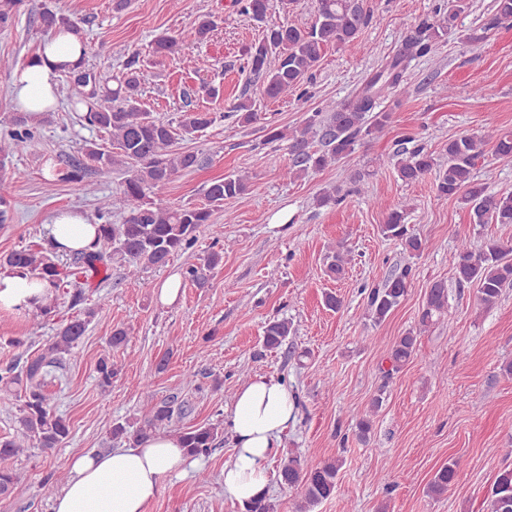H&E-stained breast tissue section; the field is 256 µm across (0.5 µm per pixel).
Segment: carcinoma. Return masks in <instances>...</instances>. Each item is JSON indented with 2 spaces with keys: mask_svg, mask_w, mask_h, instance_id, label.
Masks as SVG:
<instances>
[{
  "mask_svg": "<svg viewBox=\"0 0 512 512\" xmlns=\"http://www.w3.org/2000/svg\"><path fill=\"white\" fill-rule=\"evenodd\" d=\"M23 0H0V27L5 28L18 13ZM237 11L262 22L266 18L269 0H235ZM461 9L434 8L409 36L405 51L391 60L368 79L363 89L353 98L342 102H328L309 113L305 126L286 135L276 127L267 128L269 143L288 140L290 154L287 174L298 176L322 170L351 154L355 146L369 137L383 134L391 114L377 112V100L388 91L400 87L406 68V59L426 55L433 45L455 26ZM363 0H316L314 21L307 27L282 22L267 29L265 37L247 52L250 72L263 81L264 93L278 98L298 88L318 62L321 52L329 47H355L359 33L372 21ZM41 24L48 30L68 25L83 38L79 23L52 9L43 7ZM215 22L205 17L194 27L178 33H163L153 41L157 56L189 54L203 44ZM73 83L70 97L72 109L83 112L85 122L108 137L109 146L96 143L86 146L85 155L97 169H128L122 182L125 208L123 222L106 220L110 214L108 197L98 202V216L104 222L98 225L96 250L73 255L64 267L56 260V253L46 248H20L0 254V270L27 272L49 281L53 291L68 286L69 278L91 271L102 275L100 282L109 279L112 262L136 266L166 265L171 257L191 249L196 232L203 224L213 223L215 210L224 207V201L249 190V181L241 174L226 175L212 181L205 189L206 203L202 205L172 204L166 190L180 172L192 171L208 163V158L196 151L175 149L178 137L191 136L213 126L217 113L189 109L180 115L178 127L150 117L139 103L144 72L139 56L133 53L126 62L125 71L117 80L102 75L80 64L68 71ZM228 114L242 124L257 120V113L247 99H237L228 107ZM13 129L9 139L0 142V155L29 148L36 143L35 125L27 114L18 112L12 118ZM493 144V153L500 159H512V130L491 131L482 136L461 134L448 140V164L437 165L425 145L408 137L400 141L396 151L399 177L414 183L438 168L435 189L438 197H458L468 206L472 223L512 224V193L489 194L486 187L474 177L477 162L486 155V146ZM87 175L85 165L68 163L65 178L76 187L83 186ZM382 232L401 241L412 254L424 250L420 238L404 224L403 212L393 208L387 212ZM224 259V246L211 250L198 262L188 265L183 277L186 282L203 288L210 274ZM455 275L458 285L474 283L479 301L484 307L493 306L503 290L512 288V246L489 239L476 246L465 240L455 254ZM412 267L367 290V312L373 323L379 324L397 307L407 293ZM448 306V289L443 283L434 284L426 298L420 325L427 330L434 318L442 315ZM96 314L86 308L74 319L57 330L44 344L41 352L28 357L20 367L11 364L0 369V409L12 413L18 424L16 433L0 438V497L12 494L19 482L14 460L35 440L39 447L50 452L61 445L70 433L66 418L58 414L51 398L44 392L46 376L61 365ZM291 333L286 319L269 322L263 331L262 346L266 350L281 347ZM417 337L408 333L395 340L388 353V373L399 371L416 354ZM96 372L102 389L112 386L120 369L106 355L99 359ZM175 409L162 401L143 407L140 419L130 424H112L111 438L137 444L161 429L171 426ZM189 456H206L215 448L218 428L212 424L173 430ZM342 461L329 458L315 467H307L297 457L290 456L279 471L281 483L301 488L299 512L336 495V485ZM458 477L454 460L435 471L427 484V494L441 496L448 492ZM489 512H512V468L504 469L496 477L488 493Z\"/></svg>",
  "mask_w": 512,
  "mask_h": 512,
  "instance_id": "obj_1",
  "label": "carcinoma"
}]
</instances>
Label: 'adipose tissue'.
<instances>
[{"mask_svg":"<svg viewBox=\"0 0 512 512\" xmlns=\"http://www.w3.org/2000/svg\"><path fill=\"white\" fill-rule=\"evenodd\" d=\"M82 46L76 35L58 28L11 79L16 111L40 119L59 98L62 65H77ZM46 244L59 252L92 249L97 231L79 209L57 210L48 225ZM49 288L30 275L0 273V308L31 312L46 304ZM297 413V400L284 379L258 376L236 393L226 420L236 442L224 466V490L239 503L265 494L268 466ZM187 455L179 439L156 434L137 446L87 453L70 462L71 478L53 501V512H147L164 478L182 472Z\"/></svg>","mask_w":512,"mask_h":512,"instance_id":"adipose-tissue-1","label":"adipose tissue"}]
</instances>
